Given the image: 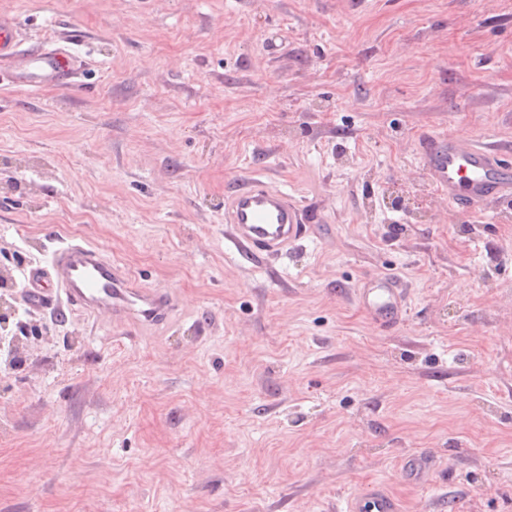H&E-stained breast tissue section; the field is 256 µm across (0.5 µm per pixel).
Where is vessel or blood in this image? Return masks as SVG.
<instances>
[{
  "mask_svg": "<svg viewBox=\"0 0 512 512\" xmlns=\"http://www.w3.org/2000/svg\"><path fill=\"white\" fill-rule=\"evenodd\" d=\"M20 42L18 19L0 12V58L15 59L12 81L25 83L33 91L74 86L82 61L70 46L44 44L25 54ZM420 149L428 182L447 198L451 208L470 213L512 198V161L502 158L497 149L432 135L421 139ZM224 222L236 248L260 260L281 256L308 230L294 197L257 174L244 178L228 195ZM24 279L25 302L34 309L48 307L62 297L91 314L104 312L161 325L175 307L171 294L139 287L100 249L84 242L61 243L48 265L30 267ZM357 300L384 328L399 325L406 310L403 282L392 273L361 283ZM431 469L432 461L424 453L409 455L402 464L403 474L412 480L428 477ZM343 512H401V504L390 492L373 489L348 499Z\"/></svg>",
  "mask_w": 512,
  "mask_h": 512,
  "instance_id": "obj_1",
  "label": "vessel or blood"
}]
</instances>
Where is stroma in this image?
I'll use <instances>...</instances> for the list:
<instances>
[{
	"mask_svg": "<svg viewBox=\"0 0 512 512\" xmlns=\"http://www.w3.org/2000/svg\"><path fill=\"white\" fill-rule=\"evenodd\" d=\"M78 85L0 84V512H512V200L449 207L421 135L512 146V0H0ZM256 173L314 233L259 264ZM402 196L403 207L387 204ZM101 248L168 323L26 308L23 270ZM397 273L403 323L358 306ZM433 456L428 484L410 453ZM432 461L425 453H415L407 456L402 464V473L407 479L420 480L429 476ZM340 512H401V504L390 492L372 489L348 499L344 510Z\"/></svg>",
	"mask_w": 512,
	"mask_h": 512,
	"instance_id": "1",
	"label": "stroma"
}]
</instances>
